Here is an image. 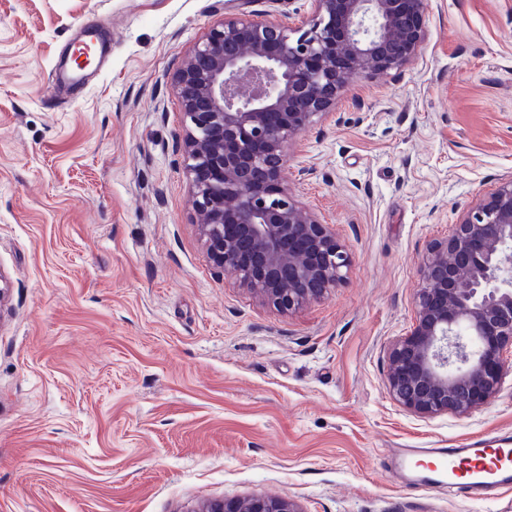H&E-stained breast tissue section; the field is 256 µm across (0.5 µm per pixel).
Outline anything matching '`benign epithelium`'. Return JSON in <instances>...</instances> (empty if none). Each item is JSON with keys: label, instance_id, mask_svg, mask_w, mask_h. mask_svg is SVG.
I'll list each match as a JSON object with an SVG mask.
<instances>
[{"label": "benign epithelium", "instance_id": "benign-epithelium-1", "mask_svg": "<svg viewBox=\"0 0 512 512\" xmlns=\"http://www.w3.org/2000/svg\"><path fill=\"white\" fill-rule=\"evenodd\" d=\"M303 27L227 13L172 75L193 210L207 253L263 304L290 312L344 279L350 255L281 179L291 141L326 120L350 79L409 64L427 0H309ZM411 331L390 348L388 387L422 417L466 415L512 373V177L434 241ZM198 512H301L286 498Z\"/></svg>", "mask_w": 512, "mask_h": 512}]
</instances>
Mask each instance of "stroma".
<instances>
[{
  "mask_svg": "<svg viewBox=\"0 0 512 512\" xmlns=\"http://www.w3.org/2000/svg\"><path fill=\"white\" fill-rule=\"evenodd\" d=\"M236 11L299 26L311 4L0 0V512L258 495L302 512H512V491H419L387 464L512 438L511 375L465 416L409 413L387 386L430 244L512 177V0H429L414 60L352 79L289 144L285 180L351 264L288 314L211 261L184 171L171 77ZM89 23L110 61L47 108Z\"/></svg>",
  "mask_w": 512,
  "mask_h": 512,
  "instance_id": "35a3bbf8",
  "label": "stroma"
}]
</instances>
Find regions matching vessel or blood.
<instances>
[{
	"label": "vessel or blood",
	"mask_w": 512,
	"mask_h": 512,
	"mask_svg": "<svg viewBox=\"0 0 512 512\" xmlns=\"http://www.w3.org/2000/svg\"><path fill=\"white\" fill-rule=\"evenodd\" d=\"M84 85L83 77L68 65L53 69V96L70 95ZM413 449L396 452L395 462L410 486L427 489L447 487L452 493L492 496L512 489V442L479 438L461 448L436 449L438 463L429 472L414 469Z\"/></svg>",
	"instance_id": "1"
}]
</instances>
